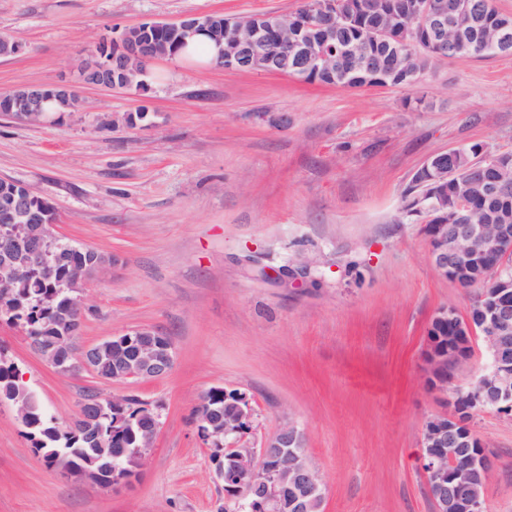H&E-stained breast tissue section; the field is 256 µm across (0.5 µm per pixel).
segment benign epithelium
Segmentation results:
<instances>
[{
  "label": "benign epithelium",
  "instance_id": "obj_1",
  "mask_svg": "<svg viewBox=\"0 0 512 512\" xmlns=\"http://www.w3.org/2000/svg\"><path fill=\"white\" fill-rule=\"evenodd\" d=\"M305 16H315L323 26L334 31L350 22L345 14L336 13V0H302ZM408 11L419 15L428 30V42L435 54H444L447 37L465 44L472 39L499 53L512 54V24L487 20L480 6L472 0H413ZM276 13L226 17L222 14L189 15L170 22L181 40L199 33L207 34L218 46L220 67L226 70L253 71L294 76L326 67V56L315 50L308 38V26L295 13L289 17L291 49L273 51L267 42V30ZM161 21H147L126 29L120 37L100 40L80 64L95 77L85 83L110 89L118 88L111 76L140 74L147 76L149 65L171 57L172 43L160 39L155 29ZM372 42L388 46L390 58L357 59L371 76L374 86L387 87L393 74L392 62L401 55L405 42L390 44L391 34L378 26L370 30ZM44 85L14 89L0 97V112L32 125L52 122L46 111ZM418 176L427 184L415 195L414 209L427 213L423 232L427 236L429 255L435 271L443 278L464 288L462 279L480 271L494 274L495 288L461 314L454 307L443 306L435 313L431 327L452 330V350L438 354L435 344L426 350L427 382L431 389L445 395L452 408L449 416L429 419L422 431L419 455L421 469L427 475V491L434 512H486L485 489L491 466L484 443L476 436L471 419L488 409L512 413V275H505L503 265L512 258V224H485L474 219L464 201L448 203V153L429 158ZM464 189L479 187L484 194L505 197L512 193V180L495 179L487 184L479 173ZM53 204L36 195L29 186L0 178V222L24 224V236L12 241L0 252V315L12 316L16 301L10 288L17 282L23 267H47L43 244L51 235L55 220ZM115 258L101 253L89 264L75 270L69 282L67 303L68 328L64 336H77L87 310L85 286L104 275ZM157 332L140 328L114 336L112 341L111 382L152 381L165 377L172 369V344L154 339ZM482 344L485 363L476 371L469 387L448 389L452 369L472 358L474 341ZM36 354L58 369L70 357L67 342L61 339L37 340L32 343ZM233 398L234 409L220 420L210 411L200 409L195 424L210 453L228 462V469L216 470L219 479L229 482L226 499L240 512H321L326 486L305 451V434L295 425H285L267 438L260 447L240 445L248 434L254 409L249 396L241 391L224 393ZM147 425L140 428L135 455L144 460L153 448L161 428L156 411L146 413Z\"/></svg>",
  "mask_w": 512,
  "mask_h": 512
}]
</instances>
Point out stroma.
I'll return each mask as SVG.
<instances>
[{"label":"stroma","instance_id":"1","mask_svg":"<svg viewBox=\"0 0 512 512\" xmlns=\"http://www.w3.org/2000/svg\"><path fill=\"white\" fill-rule=\"evenodd\" d=\"M300 4L0 0V36L23 46L0 58V92L64 82L83 101L46 125L0 116V177L54 204L56 234L117 260L86 286L79 343L146 327L175 351L166 377L109 384L60 374L0 322V347L59 423L92 394L162 415L139 477L107 490L46 467L0 402V512H218L223 483L190 420L215 386L251 396L250 445L289 423L304 431L324 512H434L420 437L450 408L426 386L427 332L438 308L466 310L473 293L435 272L404 195L437 153L512 150V55L434 60L410 90L173 59L151 66L144 96L76 81L74 64L127 27ZM142 105L147 123L127 125ZM300 262L309 278H279ZM472 425L492 461L487 510L512 512V416Z\"/></svg>","mask_w":512,"mask_h":512}]
</instances>
